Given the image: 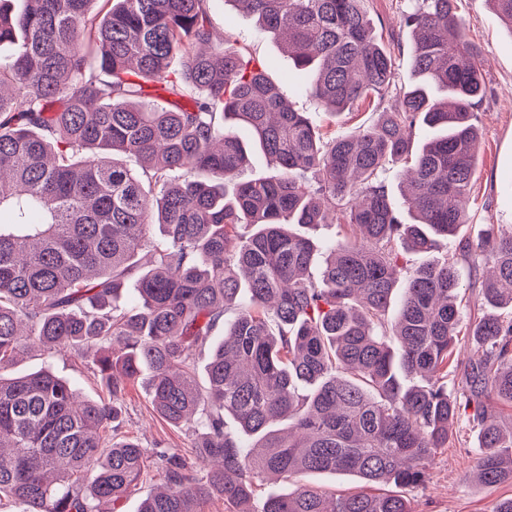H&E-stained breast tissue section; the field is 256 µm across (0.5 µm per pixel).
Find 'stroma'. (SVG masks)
<instances>
[{
	"label": "stroma",
	"instance_id": "obj_1",
	"mask_svg": "<svg viewBox=\"0 0 512 512\" xmlns=\"http://www.w3.org/2000/svg\"><path fill=\"white\" fill-rule=\"evenodd\" d=\"M414 6V0H368V15L375 32L396 59L395 89L384 99L361 101L336 117L306 96V73L296 68L277 39L259 31L254 19L238 11L232 0H213L212 18L217 28L227 29L230 47L244 51L263 65L283 97L295 109L310 113L315 125L330 137L344 136L372 123L377 112L396 107L400 92L411 86V34L400 19ZM455 6L468 39L482 51L487 87V95L477 109L480 142L468 204L470 219L458 236L442 242L438 250L413 255L416 263L436 262L454 255L458 241H479L487 225H512V31L501 22L488 0H456ZM43 368L74 383L83 396L96 400L106 395L98 378L67 352H31L15 363L13 372L22 375ZM120 400L125 430L136 436L143 447L168 449L179 453L187 463H194L191 434L153 414L142 381L126 383ZM477 436L468 415H461L448 446L434 455L425 485L405 492L414 512H494L500 500L512 497L510 483H475Z\"/></svg>",
	"mask_w": 512,
	"mask_h": 512
}]
</instances>
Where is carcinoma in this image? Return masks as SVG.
<instances>
[{
	"label": "carcinoma",
	"instance_id": "cac0c4a2",
	"mask_svg": "<svg viewBox=\"0 0 512 512\" xmlns=\"http://www.w3.org/2000/svg\"><path fill=\"white\" fill-rule=\"evenodd\" d=\"M22 2L0 8V45L14 46L0 55V498L16 512H104L155 465L165 487L139 512H198L213 497L250 512L267 476L319 473L362 489L329 499L300 482L262 512H412L400 490L427 481L471 405L478 481L512 483V431L492 410L512 404V319L475 317L477 350L450 391L458 260L410 267L389 317L400 255L438 249L469 219L487 87L454 0L402 15L419 81L400 107L328 141L225 47L211 0ZM232 2L288 34L306 94L331 115L391 89L395 58L366 0ZM489 2L512 31V0ZM419 122L438 134L405 176L406 223L380 174L407 159ZM254 149L276 175L241 178ZM320 224L350 236L315 274L316 245L294 226ZM459 252L495 265L483 300L512 308V230L490 224ZM131 280L135 302L121 304ZM221 329L202 389L195 356ZM35 349L76 354L110 398L85 399L49 369L12 376ZM145 368L154 413L191 431L200 466L117 437L124 384ZM379 483L394 490L371 492Z\"/></svg>",
	"mask_w": 512,
	"mask_h": 512
}]
</instances>
